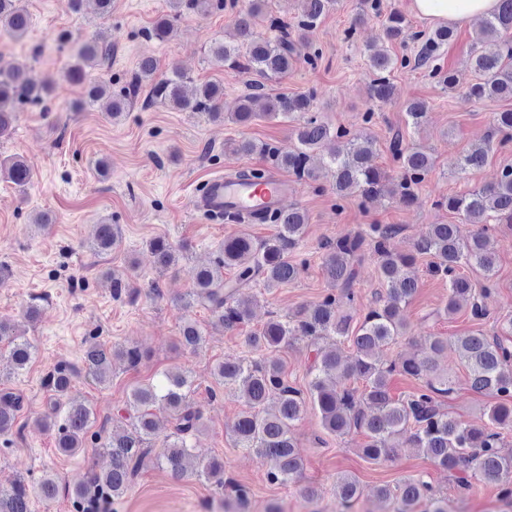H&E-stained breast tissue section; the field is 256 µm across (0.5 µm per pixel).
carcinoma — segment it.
Listing matches in <instances>:
<instances>
[{"label": "carcinoma", "mask_w": 512, "mask_h": 512, "mask_svg": "<svg viewBox=\"0 0 512 512\" xmlns=\"http://www.w3.org/2000/svg\"><path fill=\"white\" fill-rule=\"evenodd\" d=\"M266 0H251L249 8L237 14L235 24L238 43L211 44L208 62L243 74H255L269 79L284 77L298 60V52L310 47V35L322 17L334 6L335 0H301V12L293 23L282 17L271 19L270 29L278 32L264 37L255 30V19L263 13ZM223 0H169V13L159 17L150 30L158 41L168 40L177 22L186 14L205 15ZM379 12V0H363L346 31L353 37L356 26ZM0 27L11 36H24L29 27V14L19 0H0ZM512 0H499L497 10L484 19L480 41L493 48L480 51L472 59L474 81L468 84L467 96L477 101L512 98ZM454 31L440 25L430 32L412 31L406 16L399 11L388 15L382 38L388 43L410 40L416 44L412 54L396 55L387 46L367 49V61L372 75L370 97L376 102L391 99V76L398 70L429 68L436 82L453 89L459 79L435 65ZM112 50L105 32L98 31L74 49L73 62L65 77L82 85L86 103L104 104L106 114L120 118L132 104L143 85L149 86L150 101L185 112H200L214 119L224 117L220 102L224 88L216 82L196 83L180 69L155 79L156 63L142 59L127 86L112 91L99 69ZM259 81L249 83V93L241 98L231 121L240 126L251 125L260 118L286 117L296 122L293 135L297 145L282 151L266 143L243 138L227 144L232 154L260 153L269 157L274 167L284 169L300 181L332 180L336 197L358 192L365 204L390 196L406 206L413 203L415 189L434 165L433 158L422 148L403 144L395 133L391 150L399 161L402 175L394 179L383 169L371 164L376 140L362 132L332 128L313 112L311 93H278L269 95ZM49 95L45 84L35 83L23 63L0 65V137L10 130L17 110L23 105L37 106ZM426 103H407V124L418 127L426 117ZM327 140L336 142L335 151L326 159L318 151ZM512 141V109L494 113L492 126L484 145L466 155L459 163L462 173L480 169L489 153ZM8 177L20 189L32 179L29 164L15 159L8 167ZM435 206L462 217L475 226L468 237L459 234L456 224H430L424 236L412 243L407 253H396L391 241L399 233L394 224H369L352 237L327 239L320 245L322 264L335 291L321 300L302 306L284 316H271L260 329L246 337L252 356L226 357L216 363L211 375L224 393L242 403L234 426L237 447L253 455L266 468L270 482L284 485L301 478L304 460L293 435L307 405L318 411L322 429L329 435L344 437L354 431L365 434L362 448L365 459L378 463L392 458L396 452L393 440L404 436L406 442L422 451L437 468L448 475L472 473L480 481L494 485L500 498L512 501V453L503 450V435L512 431V317L502 320L500 331L492 336L472 333L456 340L461 363L468 369L471 387L493 396L495 404L487 412L488 422L475 426L454 417L442 407L441 399L451 390L448 374L439 370L436 357L448 346L440 336L424 339L418 356H398L381 362L373 351L397 342L406 335L405 307L417 292L418 282L406 273L418 256L432 258L430 272L448 282V301L441 312L456 314L461 303L469 305L475 319L487 315L483 299L492 288H475L461 274L463 266L478 270L486 282L493 281L497 257L488 249V226L506 222L512 224V166L502 169L496 182L472 187L460 194L435 202ZM279 225L277 233L256 242L245 232L224 237L214 260L209 265L191 268L193 289L185 299L192 305L205 303L213 324L233 331L251 319L249 305L239 298V291L256 281L271 291L294 281L299 266L289 258L300 247L308 223L302 209L290 208L271 217ZM121 242L117 224H97L89 248L97 255H108ZM157 265L163 271L176 262L175 249L163 237L149 241ZM376 257L382 289L374 297L357 326L345 309L355 304L357 292L354 262L365 251ZM233 276L224 278V271ZM349 342L352 352L346 357L336 350H327L320 342ZM0 340L11 345L9 360L19 371L29 364L33 355L31 343L23 332L0 320ZM205 341L204 330L195 322H186L181 329L180 346L195 350ZM299 342L312 349L306 389L288 382L284 363L265 357L270 349L288 348ZM121 360L135 367L143 353L135 346H110L101 341L85 343L83 364L88 376L99 384L105 383L112 372V362ZM399 373L422 381L420 387L404 397H394L390 377ZM74 372L56 367L45 378L53 394L51 414L44 427L56 430V446L60 452L74 455L85 448L86 434L96 422V412L83 401L71 396ZM195 380L182 372H167L152 384L133 388L125 407L106 417L125 421L128 428L114 430L102 443L110 463L106 470H89L73 482L64 483L51 471L38 481L16 480L10 487H0V512H31L33 499L52 501L60 491L67 492L83 505V512H100L103 505L122 498L139 475L146 459L155 456L156 463L176 479L193 475L222 490L230 488L228 496L237 504L244 503L247 491L231 479L224 478V460L211 458L194 462L188 439L203 428V412L191 401ZM20 409L18 396L0 394V436L16 432V413ZM168 414L172 431L163 448L154 451L156 412ZM337 495L343 509L348 510L359 495L358 481L346 474L337 477ZM379 497L396 501L394 512H448V500L441 499L432 483L422 478H407L394 487L378 488Z\"/></svg>", "instance_id": "1"}]
</instances>
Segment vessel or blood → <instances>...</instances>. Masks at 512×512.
Wrapping results in <instances>:
<instances>
[{
    "label": "vessel or blood",
    "mask_w": 512,
    "mask_h": 512,
    "mask_svg": "<svg viewBox=\"0 0 512 512\" xmlns=\"http://www.w3.org/2000/svg\"><path fill=\"white\" fill-rule=\"evenodd\" d=\"M294 195V182L276 170L259 184L226 174L207 180L193 205L214 221L231 214L257 223L263 215L284 209Z\"/></svg>",
    "instance_id": "vessel-or-blood-1"
}]
</instances>
